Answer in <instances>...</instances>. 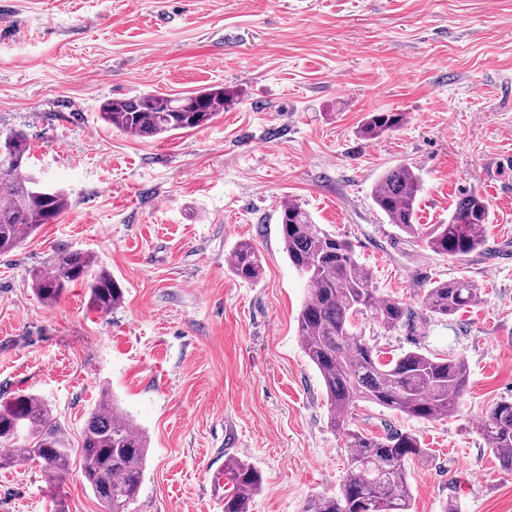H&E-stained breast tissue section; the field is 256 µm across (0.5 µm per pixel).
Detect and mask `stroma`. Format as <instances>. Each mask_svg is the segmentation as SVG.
Here are the masks:
<instances>
[{
    "instance_id": "obj_1",
    "label": "stroma",
    "mask_w": 512,
    "mask_h": 512,
    "mask_svg": "<svg viewBox=\"0 0 512 512\" xmlns=\"http://www.w3.org/2000/svg\"><path fill=\"white\" fill-rule=\"evenodd\" d=\"M213 85L234 104L189 132L138 138L100 115L111 98ZM372 112L409 121L367 141ZM14 130L68 208L0 256V400L42 398L76 441L109 392L150 437L130 512H217L211 479L232 457L262 475L252 512H300L338 489L348 450L297 333L307 290L281 240L288 200L414 312L433 282L481 289L454 320L375 336L390 356L464 359L458 412L425 421L363 402L352 421L418 436L413 512H512V474L479 431L512 399V0H0V135ZM399 163L422 177L423 226L463 196L488 201L482 252L453 261L389 224L373 190ZM241 242L258 280L231 270ZM62 249L94 253L122 307L92 310L81 285L43 305L30 274ZM57 501L107 512L79 473L54 485L35 462L0 469V512ZM231 269L236 277L253 281L262 275V265L255 248L247 242L239 243L231 257Z\"/></svg>"
}]
</instances>
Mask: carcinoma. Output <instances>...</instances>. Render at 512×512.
<instances>
[{"mask_svg":"<svg viewBox=\"0 0 512 512\" xmlns=\"http://www.w3.org/2000/svg\"><path fill=\"white\" fill-rule=\"evenodd\" d=\"M235 91L222 86L183 96L146 93L115 98L101 106L102 119L118 130L141 138L187 131L209 123ZM408 122L405 112H372L359 135L373 141ZM13 163L0 171V255L9 254L41 225L56 220L68 207L65 193L50 190L41 200L34 195L31 176L24 173L30 155L27 136L7 134ZM421 178L411 166L386 171L374 192V202L388 222L425 241L435 254L463 260L487 241L488 202L468 195L460 199L448 223L420 234L415 224ZM281 236L288 261L305 279L308 297L297 316L303 352L318 370L329 406L330 427L342 434L348 470L334 495L311 497L302 512H411L413 490L405 463L422 457L419 438L389 431L375 436L351 428L349 414L360 402L400 412L418 420L447 418L458 412L468 389L470 373L461 358H442L419 349L390 359L366 335L365 324L386 332L406 326L413 312L396 299L380 297L372 287L368 267L354 255L352 245L314 223L300 204L289 201L280 209ZM236 277L253 281L262 275L255 248L242 242L231 257ZM88 289V303L108 313L125 301L124 287L89 252L63 250L50 265L32 273L39 300L53 305L76 284ZM484 302L482 292L466 278L436 281L426 289L422 307L431 316L449 319L465 308ZM479 430L502 469L512 473V401L500 400L483 414ZM0 445L17 446L21 454L0 453V468L18 463L43 464L48 480L64 481L72 465L88 477L93 493L112 492L111 512H129L141 489L149 442L147 435L111 402L108 394L90 412L80 440L71 442L67 429L43 401L17 396L0 403ZM223 512H250L262 477L248 462L231 458L224 463Z\"/></svg>","mask_w":512,"mask_h":512,"instance_id":"1","label":"carcinoma"}]
</instances>
